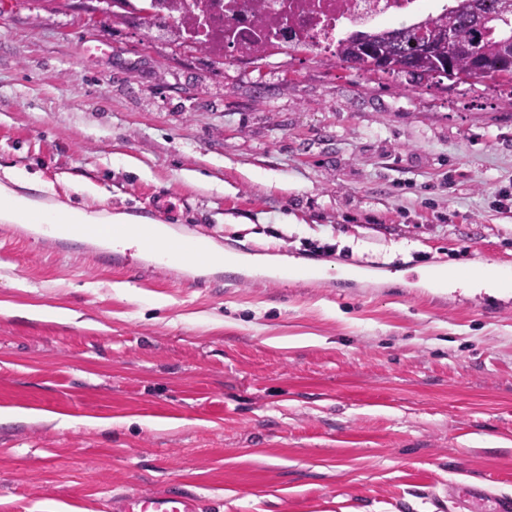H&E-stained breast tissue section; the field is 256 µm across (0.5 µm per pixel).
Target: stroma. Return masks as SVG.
Listing matches in <instances>:
<instances>
[{
  "label": "stroma",
  "instance_id": "stroma-1",
  "mask_svg": "<svg viewBox=\"0 0 512 512\" xmlns=\"http://www.w3.org/2000/svg\"><path fill=\"white\" fill-rule=\"evenodd\" d=\"M104 8L0 0V182L322 274L188 282L0 233V512L178 484L211 512L512 495V290L415 274L512 267V77L415 85L303 50L218 64ZM20 314L47 321L66 322L72 318V312L61 307H22L17 310Z\"/></svg>",
  "mask_w": 512,
  "mask_h": 512
}]
</instances>
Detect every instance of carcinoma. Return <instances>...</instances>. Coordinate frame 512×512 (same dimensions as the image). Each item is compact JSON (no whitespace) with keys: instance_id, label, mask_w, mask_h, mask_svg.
<instances>
[{"instance_id":"cac0c4a2","label":"carcinoma","mask_w":512,"mask_h":512,"mask_svg":"<svg viewBox=\"0 0 512 512\" xmlns=\"http://www.w3.org/2000/svg\"><path fill=\"white\" fill-rule=\"evenodd\" d=\"M448 33L454 36L451 45ZM336 56L413 83L512 76V0H457L449 15L355 37L336 46Z\"/></svg>"}]
</instances>
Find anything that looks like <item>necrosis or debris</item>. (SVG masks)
Masks as SVG:
<instances>
[{"label": "necrosis or debris", "instance_id": "obj_1", "mask_svg": "<svg viewBox=\"0 0 512 512\" xmlns=\"http://www.w3.org/2000/svg\"><path fill=\"white\" fill-rule=\"evenodd\" d=\"M450 6V0H112L111 10L113 18L144 20L215 60L231 50L255 62L288 48L319 50L355 33L419 23Z\"/></svg>", "mask_w": 512, "mask_h": 512}]
</instances>
